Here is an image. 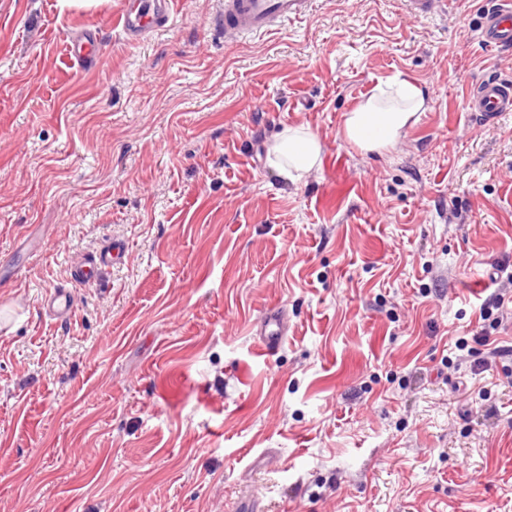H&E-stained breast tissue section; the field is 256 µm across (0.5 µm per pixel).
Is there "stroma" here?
Returning <instances> with one entry per match:
<instances>
[{
  "label": "stroma",
  "instance_id": "35a3bbf8",
  "mask_svg": "<svg viewBox=\"0 0 512 512\" xmlns=\"http://www.w3.org/2000/svg\"><path fill=\"white\" fill-rule=\"evenodd\" d=\"M121 2L0 0V512H225L255 485L264 512H512V354L479 339L512 346V112L465 105L512 52L480 43L484 0H315L230 43L222 0H177L137 44ZM89 25L85 71L65 40ZM397 74L431 110L352 148L345 113ZM300 126L321 164L291 184L266 153ZM114 240L71 320L46 316ZM66 55L68 61L82 70L95 67L102 51L100 30L90 25L78 33L71 34L66 39ZM125 253V245L113 241L112 245L104 247L98 257L84 258L73 263L72 277L76 284H90L98 279L99 266L111 265L113 261L120 260ZM288 334V316L281 306H274L265 312L257 325L255 344L259 356H274Z\"/></svg>",
  "mask_w": 512,
  "mask_h": 512
}]
</instances>
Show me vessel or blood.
<instances>
[{
  "mask_svg": "<svg viewBox=\"0 0 512 512\" xmlns=\"http://www.w3.org/2000/svg\"><path fill=\"white\" fill-rule=\"evenodd\" d=\"M314 0H224V13L219 26L225 39L258 34L282 23L306 17ZM174 0H122L114 21L123 37L130 42L143 40L151 33L168 27L173 18ZM479 40L489 49H512V0H487L480 13ZM66 55L71 64L89 70L95 67L102 51V37L96 26L85 27L66 39ZM470 117L483 125L496 123L504 113L512 112V80L487 77L468 91ZM125 246L113 242L99 256L74 262L72 277L77 284H90L98 279L100 267L121 259ZM46 311L52 319L65 322L73 313L71 294L55 289L46 300ZM255 349L259 356H274L288 334V316L282 307L265 312L257 325Z\"/></svg>",
  "mask_w": 512,
  "mask_h": 512,
  "instance_id": "vessel-or-blood-1",
  "label": "vessel or blood"
}]
</instances>
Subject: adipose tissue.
Masks as SVG:
<instances>
[{
    "label": "adipose tissue",
    "instance_id": "ef3b65f1",
    "mask_svg": "<svg viewBox=\"0 0 512 512\" xmlns=\"http://www.w3.org/2000/svg\"><path fill=\"white\" fill-rule=\"evenodd\" d=\"M432 99L419 81L393 77L377 84L344 116L342 136L361 152L382 153L431 108ZM319 137L305 127L286 128L268 151V161L288 181L300 182L321 158Z\"/></svg>",
    "mask_w": 512,
    "mask_h": 512
}]
</instances>
